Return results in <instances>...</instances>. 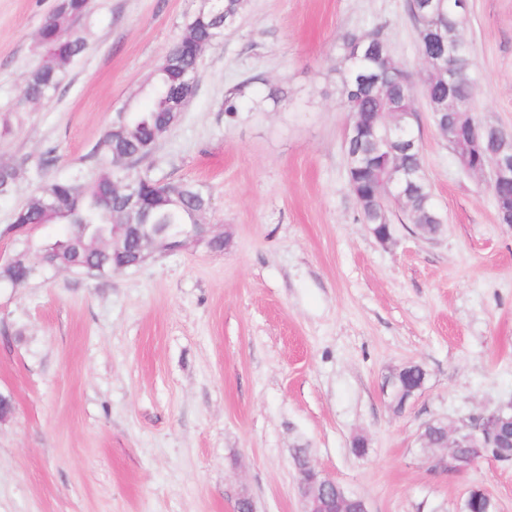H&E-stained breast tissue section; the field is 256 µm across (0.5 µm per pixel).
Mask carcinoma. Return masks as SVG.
I'll return each instance as SVG.
<instances>
[{"mask_svg":"<svg viewBox=\"0 0 512 512\" xmlns=\"http://www.w3.org/2000/svg\"><path fill=\"white\" fill-rule=\"evenodd\" d=\"M245 0H224V16L213 12H197L186 25L184 42L176 54V63L158 72L146 86L150 106L142 109L135 105L127 110L123 121H116L100 140L97 152L101 164L94 181L84 182L78 175L69 178L47 179L29 195L14 213L13 221L0 231L2 236H13L20 249L10 261L0 264V284L17 285L34 277L32 268L49 257L57 270L76 274L86 272L85 266L112 267V225L116 222L141 224H173L184 228L195 223L198 208L206 207L209 196L202 187L190 181L170 184L169 190L155 186L150 178L138 179L137 189L143 198L146 213L132 218L124 215V203L119 198L103 201L105 188L124 180L137 161L151 153L156 136L166 129L173 118L167 103L172 89L183 86L187 74L199 69L197 46L214 42L224 18H236ZM408 10L417 31L418 51L426 60V69L416 79L404 71L396 60L387 57L388 46L377 31L357 37L348 35L340 44V56L334 71L338 74V92L349 115L374 120L359 137L345 146V152L358 155L359 167L347 179L353 197H362L364 207L358 209L364 221L379 213L386 220L400 210L412 224L429 225L430 236L441 232L443 216L439 213L427 181L420 144L402 146L399 134L383 139L386 128L413 129L416 119L414 95L421 88L429 112L434 104L448 96L454 98L457 113L438 119V126L454 131L448 136V145L458 163L480 169L488 159L469 157L464 146L481 122L473 103L472 48L463 36L467 25V10L458 0H409ZM85 15L83 4L76 2L68 9L56 12L40 29L39 41L59 44L64 50L54 69L37 66L24 78V98L27 101L47 99L59 87L66 67L85 47L78 28ZM453 47V69L461 77L453 80L438 72L434 61L448 56ZM398 161L421 178L409 187L403 202L395 204L386 182L389 163ZM17 169L0 165V195L12 193L17 186ZM47 224L65 226L63 235L35 241L30 235L34 228ZM495 455L512 454V422L502 425L501 433L491 444Z\"/></svg>","mask_w":512,"mask_h":512,"instance_id":"carcinoma-1","label":"carcinoma"}]
</instances>
